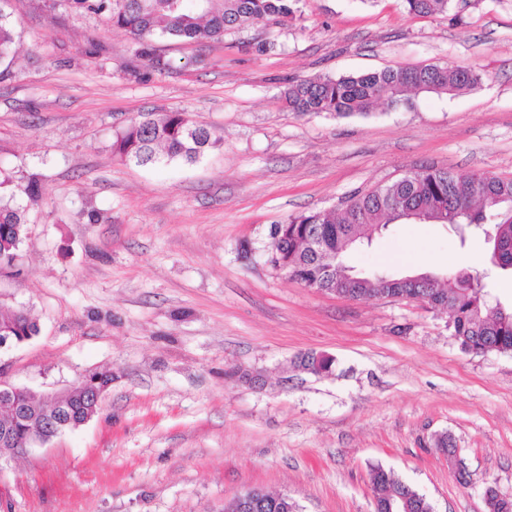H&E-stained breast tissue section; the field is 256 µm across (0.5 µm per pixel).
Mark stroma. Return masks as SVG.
<instances>
[{
    "mask_svg": "<svg viewBox=\"0 0 512 512\" xmlns=\"http://www.w3.org/2000/svg\"><path fill=\"white\" fill-rule=\"evenodd\" d=\"M0 14L15 35L0 59V203L26 219L0 309L39 328L0 350V380L39 393L112 373L96 416L0 463V512H224L252 488L299 512H373L377 465L434 512H488L490 486L512 498V354L464 352L447 311L320 293L267 262L289 217L421 168L512 177V0L432 16L402 0H300L284 26L152 37L161 71L73 0H0ZM418 65L481 81L346 118L281 98L300 80ZM166 112L218 146L194 164L114 154L132 119ZM348 262L475 271L512 305L483 239L443 224L392 225ZM307 353L333 357L332 373L294 369ZM444 432L457 462L431 446Z\"/></svg>",
    "mask_w": 512,
    "mask_h": 512,
    "instance_id": "obj_1",
    "label": "stroma"
}]
</instances>
